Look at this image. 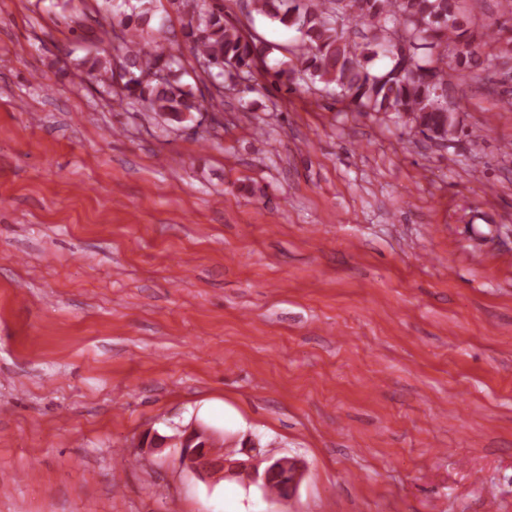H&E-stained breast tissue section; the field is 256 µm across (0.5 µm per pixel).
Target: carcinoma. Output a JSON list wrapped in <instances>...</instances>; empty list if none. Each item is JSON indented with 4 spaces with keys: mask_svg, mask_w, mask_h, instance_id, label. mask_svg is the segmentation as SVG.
<instances>
[{
    "mask_svg": "<svg viewBox=\"0 0 512 512\" xmlns=\"http://www.w3.org/2000/svg\"><path fill=\"white\" fill-rule=\"evenodd\" d=\"M104 29L115 41L114 53L97 51L84 61L86 74L100 87L114 91L115 102L135 106L162 121L181 123L193 113L214 112L216 97L206 82L224 74L250 81L266 64L268 46L258 36L224 19L218 0H170L181 14L183 34L195 64L207 63L196 77L203 87L180 82L181 58L163 43L143 42L154 0H121ZM252 11L297 33L290 57L274 72L286 87L303 81L332 89L336 100L353 112L392 115L409 130L437 142L454 137L456 105L448 100L456 69L484 64L488 36L478 39L466 27L456 0H248ZM429 50L423 62L418 50ZM456 68L448 69V57ZM379 70L370 64L380 58ZM512 78V36L485 76L496 91ZM291 478L280 473L263 490L277 497L289 494Z\"/></svg>",
    "mask_w": 512,
    "mask_h": 512,
    "instance_id": "carcinoma-1",
    "label": "carcinoma"
}]
</instances>
